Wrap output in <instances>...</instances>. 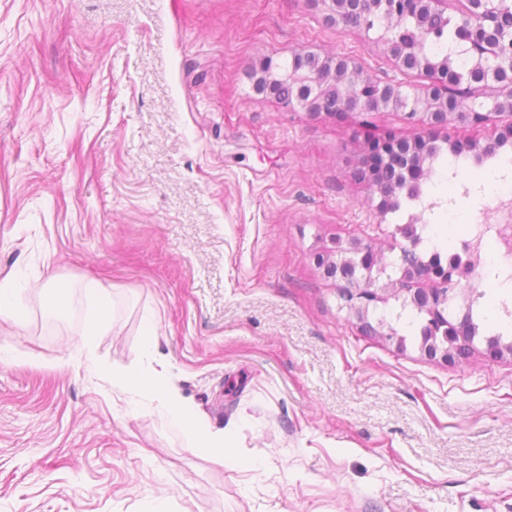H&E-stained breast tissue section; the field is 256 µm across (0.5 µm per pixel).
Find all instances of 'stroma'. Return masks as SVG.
Wrapping results in <instances>:
<instances>
[{"label": "stroma", "instance_id": "35a3bbf8", "mask_svg": "<svg viewBox=\"0 0 512 512\" xmlns=\"http://www.w3.org/2000/svg\"><path fill=\"white\" fill-rule=\"evenodd\" d=\"M322 0H0V277H57L69 307L0 319V512H512V358L445 364L362 331L319 254L359 239L398 264L408 211L358 180L372 137L488 143L494 121L312 116L255 90L264 60L349 58L412 89L379 31ZM432 174L446 226L488 221ZM112 301L91 362L89 309ZM233 467L113 389L145 364ZM83 292L91 306L93 319L87 324L82 334V339L77 345L76 356L90 360L94 355L95 339L98 336L99 325L103 322V313L111 299L109 287L99 281H86L81 285Z\"/></svg>", "mask_w": 512, "mask_h": 512}]
</instances>
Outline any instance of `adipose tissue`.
Instances as JSON below:
<instances>
[{
  "label": "adipose tissue",
  "instance_id": "ef3b65f1",
  "mask_svg": "<svg viewBox=\"0 0 512 512\" xmlns=\"http://www.w3.org/2000/svg\"><path fill=\"white\" fill-rule=\"evenodd\" d=\"M82 288L91 306L93 319L84 329L76 354L89 359L94 355L95 339L103 321V313L110 303L111 291L104 283L93 280L83 283ZM25 291L43 295L54 313L62 314L68 309L66 285L56 280L30 283L11 273L0 279L1 319L20 320V295ZM112 385L130 394V403L134 409L151 410L163 424L179 429L189 447L196 452L221 453L235 445L233 434L212 432L206 422L179 398L177 392L153 368L145 367L135 373L113 369Z\"/></svg>",
  "mask_w": 512,
  "mask_h": 512
}]
</instances>
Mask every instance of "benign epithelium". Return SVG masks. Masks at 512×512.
Wrapping results in <instances>:
<instances>
[{
    "label": "benign epithelium",
    "instance_id": "1",
    "mask_svg": "<svg viewBox=\"0 0 512 512\" xmlns=\"http://www.w3.org/2000/svg\"><path fill=\"white\" fill-rule=\"evenodd\" d=\"M444 0H384L385 13L396 16H405L417 22L421 21L426 11L442 8ZM473 50L478 54H490L512 64V41L507 43L493 42L487 39L475 40ZM281 67L271 61L263 62L255 73V83L269 90L276 83V77ZM302 79L310 85L319 86L324 83L338 84L350 92L351 99L366 108L377 107L385 109L392 107L407 112V117L413 122L431 120L435 125L446 127L455 125L466 127L476 119V111L451 112L448 110V100L443 90L441 74L430 77V82L413 95L402 92L401 84L387 83L381 85L374 81L359 66H348L341 59L328 58L323 62L321 71H300ZM301 105L312 116L336 115L343 112L341 108H326L315 99L299 100ZM484 112H493L498 115L512 116V77L503 83L498 93L481 105ZM325 274H336V269L344 265L360 263L368 265L378 271L385 267L383 259L374 255L369 245L358 240H351L336 246V255L326 254L318 257ZM402 277L399 281H389L379 287L341 290V296L346 302L348 314L362 327L377 332L369 321L370 304L389 297L396 299L405 292L403 285L427 275H435L434 271L421 270L420 261L414 256V250H401ZM455 289L437 288L428 293L415 292L405 298L403 302L422 313L427 319L428 335L421 337L420 351L430 358L438 359L444 363L454 364L466 354L472 344V336L466 327H461V333L455 337L454 342L442 346L435 342L436 333L448 318V301L453 299Z\"/></svg>",
    "mask_w": 512,
    "mask_h": 512
}]
</instances>
